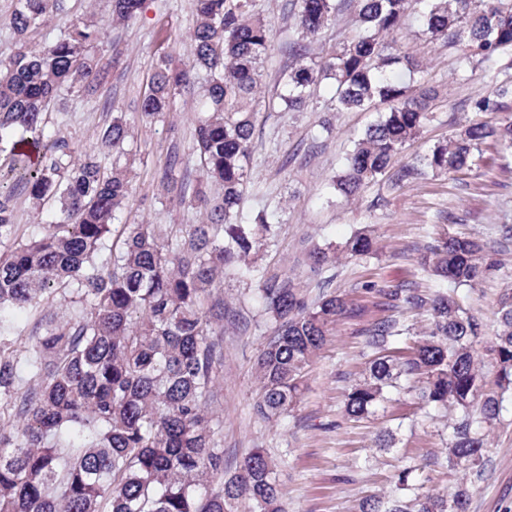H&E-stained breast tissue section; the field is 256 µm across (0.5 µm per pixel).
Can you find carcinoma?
<instances>
[{"instance_id":"carcinoma-1","label":"carcinoma","mask_w":512,"mask_h":512,"mask_svg":"<svg viewBox=\"0 0 512 512\" xmlns=\"http://www.w3.org/2000/svg\"><path fill=\"white\" fill-rule=\"evenodd\" d=\"M64 0H17L12 28L19 47L0 59V173L11 174L28 195L37 223L18 235L14 192L0 184V512H285L277 462L254 448L239 470L224 475L220 417L212 410L224 380V273L258 279L260 299L274 328L256 364L257 413L271 420L291 410L306 368L346 314L361 308L341 295L311 298L289 276L248 262L267 212L245 216L244 190L253 174L252 138L260 98V68L270 51L268 28L252 0H195L196 22L186 42L191 66L162 59L139 103L141 117L165 114L190 83L206 76L205 100L195 117L189 152L176 157L163 179L172 199L199 213L184 233L157 224H120L132 193L121 163L129 134L123 116L101 134L104 151L75 154L47 129L51 103L72 90L90 93L107 77L95 53L97 25L79 21L64 33L29 34L49 23ZM112 19L124 22L143 0H111ZM357 34L317 60L308 43L336 13L335 0H289L299 37L288 44L295 59L280 100L299 111L312 88L335 86L336 109H378L379 118L353 142L330 187L347 201L384 175L394 156L433 119L435 88L420 62L387 42L410 14L423 32L462 46L467 80L479 68L509 59L512 70V0H355ZM512 98V75L472 101L492 112ZM484 145L512 146V123L463 127L400 166L393 185L471 168ZM199 164L220 187L211 199L187 196L176 168ZM373 252L365 230L341 248L328 244L311 255L319 268ZM423 265L449 283L425 296L414 285L376 294L428 309L432 320L411 351L400 347L409 329L392 318L373 320L365 347L374 355L367 377L352 386L344 415L372 414L399 380L419 379L425 409L452 407L446 462L463 471L479 467L488 436L477 424L496 419L512 402V289L498 300V331L489 349L495 372L483 373L474 350L480 324L456 290L474 286L488 271L485 246L449 236L428 249ZM67 292L76 306L60 314L44 306ZM38 311L26 330L18 313ZM468 489L453 499L431 493L410 501L395 496L385 510L366 501L361 512H465Z\"/></svg>"}]
</instances>
